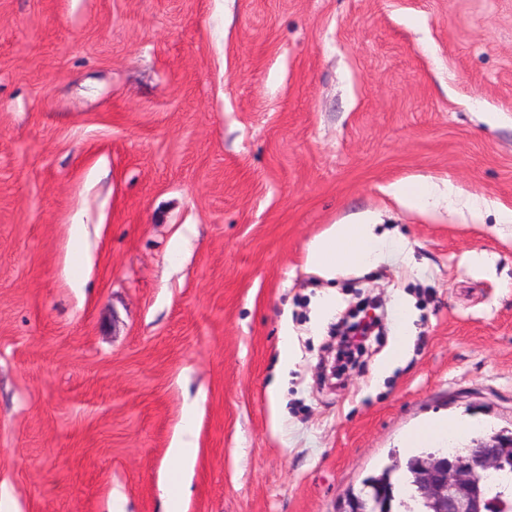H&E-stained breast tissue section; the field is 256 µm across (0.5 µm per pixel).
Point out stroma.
<instances>
[{
  "label": "stroma",
  "instance_id": "obj_1",
  "mask_svg": "<svg viewBox=\"0 0 512 512\" xmlns=\"http://www.w3.org/2000/svg\"><path fill=\"white\" fill-rule=\"evenodd\" d=\"M362 220L380 263L307 266ZM436 414L512 432V0H0V512H164L188 420L184 512H335ZM193 434V428L190 425L182 427L171 442L168 450L169 454L183 462H190L193 460L197 453Z\"/></svg>",
  "mask_w": 512,
  "mask_h": 512
}]
</instances>
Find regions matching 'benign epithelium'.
Wrapping results in <instances>:
<instances>
[{
  "label": "benign epithelium",
  "instance_id": "1",
  "mask_svg": "<svg viewBox=\"0 0 512 512\" xmlns=\"http://www.w3.org/2000/svg\"><path fill=\"white\" fill-rule=\"evenodd\" d=\"M512 459V434H494L461 451L429 454L411 466L426 512H493L497 501L485 490L484 475ZM336 512H392L385 494H345Z\"/></svg>",
  "mask_w": 512,
  "mask_h": 512
}]
</instances>
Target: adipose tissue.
<instances>
[{"label":"adipose tissue","instance_id":"1","mask_svg":"<svg viewBox=\"0 0 512 512\" xmlns=\"http://www.w3.org/2000/svg\"><path fill=\"white\" fill-rule=\"evenodd\" d=\"M385 240L370 224H335L310 242L307 263L325 278L337 271L375 265L383 256ZM472 422H448L436 417L418 425L404 439L409 448L441 447L448 435L473 430Z\"/></svg>","mask_w":512,"mask_h":512}]
</instances>
